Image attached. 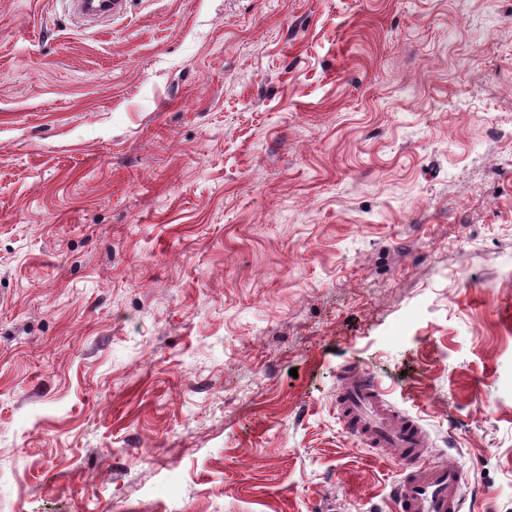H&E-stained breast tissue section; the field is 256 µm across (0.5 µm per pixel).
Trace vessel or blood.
<instances>
[{"instance_id": "vessel-or-blood-1", "label": "vessel or blood", "mask_w": 512, "mask_h": 512, "mask_svg": "<svg viewBox=\"0 0 512 512\" xmlns=\"http://www.w3.org/2000/svg\"><path fill=\"white\" fill-rule=\"evenodd\" d=\"M336 409L348 432L370 447L392 452L402 473L391 490L394 512H463V471L451 463L428 460L422 427L394 409L372 374L346 368Z\"/></svg>"}]
</instances>
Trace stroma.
I'll list each match as a JSON object with an SVG mask.
<instances>
[{"mask_svg":"<svg viewBox=\"0 0 512 512\" xmlns=\"http://www.w3.org/2000/svg\"><path fill=\"white\" fill-rule=\"evenodd\" d=\"M512 0H0V512H394L370 370L512 512Z\"/></svg>","mask_w":512,"mask_h":512,"instance_id":"obj_1","label":"stroma"}]
</instances>
